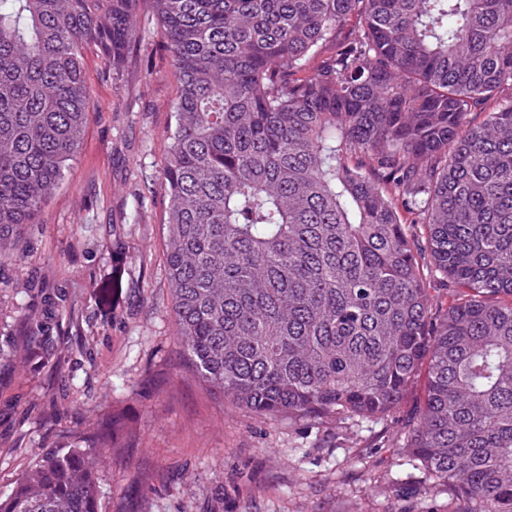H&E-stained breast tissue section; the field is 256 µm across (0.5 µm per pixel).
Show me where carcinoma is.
I'll list each match as a JSON object with an SVG mask.
<instances>
[{
  "mask_svg": "<svg viewBox=\"0 0 512 512\" xmlns=\"http://www.w3.org/2000/svg\"><path fill=\"white\" fill-rule=\"evenodd\" d=\"M147 10L178 92L157 185L175 336L266 417L384 420L451 512H512V0H0V262ZM435 280L450 302L439 305ZM99 443L0 512H101Z\"/></svg>",
  "mask_w": 512,
  "mask_h": 512,
  "instance_id": "1",
  "label": "carcinoma"
}]
</instances>
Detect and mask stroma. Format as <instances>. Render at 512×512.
<instances>
[{"mask_svg": "<svg viewBox=\"0 0 512 512\" xmlns=\"http://www.w3.org/2000/svg\"><path fill=\"white\" fill-rule=\"evenodd\" d=\"M139 26L120 74L87 54L83 139L22 227L20 258L0 263V495L41 449L112 423L103 512H447L397 447L422 384L378 422L269 420L211 394L184 359L153 187L177 83L150 17ZM37 325L51 341L24 356Z\"/></svg>", "mask_w": 512, "mask_h": 512, "instance_id": "stroma-1", "label": "stroma"}]
</instances>
